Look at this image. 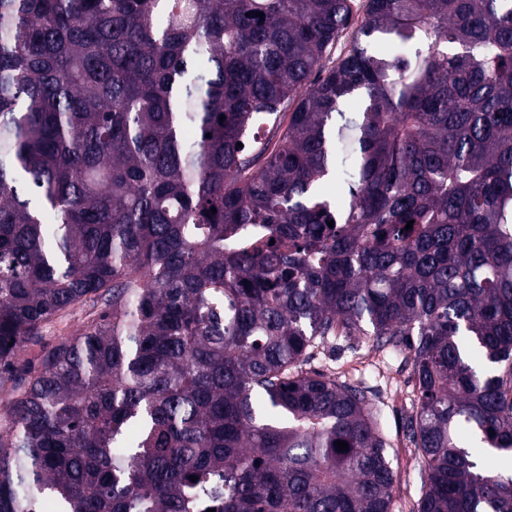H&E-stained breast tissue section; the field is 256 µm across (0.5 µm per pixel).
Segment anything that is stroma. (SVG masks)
<instances>
[{
    "label": "stroma",
    "instance_id": "stroma-1",
    "mask_svg": "<svg viewBox=\"0 0 512 512\" xmlns=\"http://www.w3.org/2000/svg\"><path fill=\"white\" fill-rule=\"evenodd\" d=\"M83 319V311L76 309L44 326L40 336L26 346L20 366H38L44 353L56 345L61 336L73 333ZM305 368L332 371L372 389L371 410L391 444L389 453L395 473L391 512H416L424 492V470L408 439L407 424L414 411V393L403 356L375 353L370 340L362 336L340 338L316 349Z\"/></svg>",
    "mask_w": 512,
    "mask_h": 512
}]
</instances>
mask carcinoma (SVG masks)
Instances as JSON below:
<instances>
[{"label":"carcinoma","mask_w":512,"mask_h":512,"mask_svg":"<svg viewBox=\"0 0 512 512\" xmlns=\"http://www.w3.org/2000/svg\"><path fill=\"white\" fill-rule=\"evenodd\" d=\"M352 17L0 0V512H391L337 336L406 355L417 512H512V0H366L331 62ZM84 316L85 313L77 308L63 318L44 326L40 336L30 342L23 351L19 360L20 368H37L44 353L58 343L60 336L73 333L82 323Z\"/></svg>","instance_id":"obj_1"}]
</instances>
